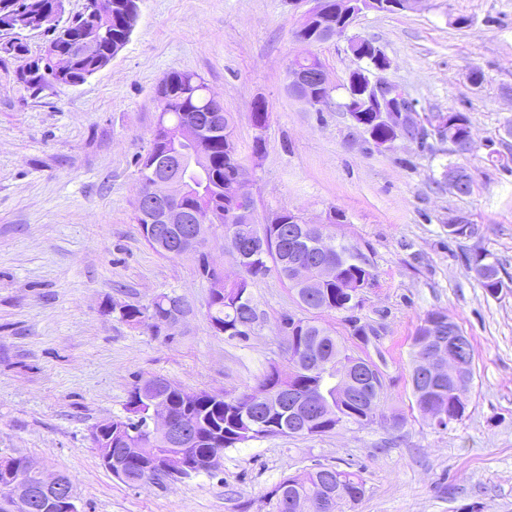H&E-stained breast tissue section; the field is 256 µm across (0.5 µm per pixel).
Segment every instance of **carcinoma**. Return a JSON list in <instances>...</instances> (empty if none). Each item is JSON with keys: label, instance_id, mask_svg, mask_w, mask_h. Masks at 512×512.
<instances>
[{"label": "carcinoma", "instance_id": "cac0c4a2", "mask_svg": "<svg viewBox=\"0 0 512 512\" xmlns=\"http://www.w3.org/2000/svg\"><path fill=\"white\" fill-rule=\"evenodd\" d=\"M56 0H23L15 6L9 0H0V18L11 15L6 29L0 30V55L25 56L28 48L25 43L26 31L39 22V18L55 7ZM138 17L137 4L134 0H113L112 15L101 16L86 0L82 12L69 17L66 23L48 38V48L41 49L34 57L26 59L18 70L32 69L47 51L67 52L71 56L70 67L63 74L54 76L55 83L62 87L80 85L106 67L112 58L129 42ZM156 100L159 113L156 124L163 123L180 126L195 120L205 129L202 140L206 141L205 150L200 156V163L208 171L206 185L189 193L185 204L199 211L213 206L216 211H226L229 199L224 194V186L229 181L231 172L238 163L235 146L224 139V127L232 123V116L224 113V126L209 125V112L213 100L208 95V86L204 79L195 73L173 71L167 73L156 88ZM173 150V147L160 141L159 136L152 135L145 153L139 155L137 166H145L157 155ZM224 236L234 235L236 239L246 242L256 234H262L266 249L259 259L245 264L244 280L275 271L282 280L288 279V264L303 261L314 265L329 258L341 267V278L325 284L322 288L309 291L295 288L293 292L299 306L311 317L298 319L301 324L305 342L316 348L320 358L336 363V359L349 360V353L344 343L334 331L318 320V315L325 312H348L360 306L350 303V295L345 285L349 282H363L369 286L376 281V274L363 256L341 245L325 252L322 247L333 242L326 234L325 227L312 224H230L222 223ZM303 235L313 240V244L304 247L293 240L295 235ZM473 270L483 287L495 295L503 288L500 276V264L479 256L474 261ZM247 288H212L207 305V317L212 329L229 339H246L264 322L263 314ZM176 311L182 312L180 300L168 295H161L142 307L127 304L121 307L120 318L128 323H148L155 332H161L165 320ZM448 340V315L439 311L428 313L421 321L413 338L415 353L429 350L441 341ZM371 374L378 383L375 402L372 406L349 403L337 407V419L317 424L312 432L319 435L330 433L338 426L356 425L364 427L371 424L376 417L383 393L382 374L374 363H369ZM416 405L425 401L426 395L443 398L445 409L454 420H460L467 407L466 398L448 393V382H432L422 391L412 389ZM180 404L186 405L182 415L188 421L206 420L212 428L210 440H201L189 448L191 457L203 460L212 451L211 441L223 439L219 444L222 449L235 448L253 439L280 436L283 430L272 427L273 419L259 413L253 417L243 414V403L236 396L206 391L182 390ZM134 432L129 441L113 445L112 455L124 462L130 449L136 448L145 454L164 455L168 449L152 439L139 425L133 423ZM316 494L323 497L321 512H336L338 501L348 503L359 501L364 495V483L354 471L339 470L335 467L318 465L304 470L300 474L283 476L264 496V512H291L286 508L285 499L289 496Z\"/></svg>", "mask_w": 512, "mask_h": 512}]
</instances>
